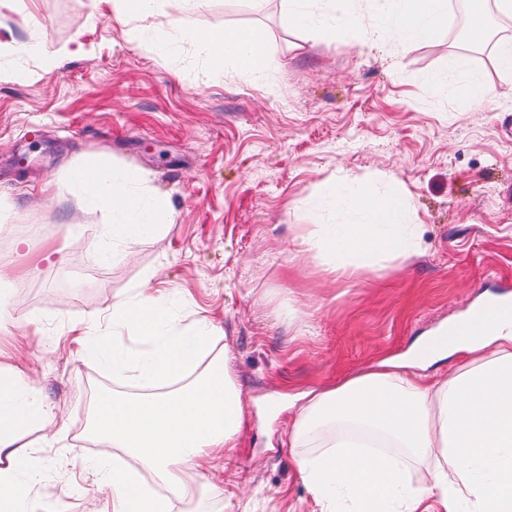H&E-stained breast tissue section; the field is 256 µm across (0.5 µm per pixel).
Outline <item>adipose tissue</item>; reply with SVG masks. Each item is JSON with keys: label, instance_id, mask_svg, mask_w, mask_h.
I'll return each mask as SVG.
<instances>
[{"label": "adipose tissue", "instance_id": "ef3b65f1", "mask_svg": "<svg viewBox=\"0 0 512 512\" xmlns=\"http://www.w3.org/2000/svg\"><path fill=\"white\" fill-rule=\"evenodd\" d=\"M393 2L394 14L381 27L364 25L362 0L286 5L292 25L330 40L358 31L367 41L395 40L410 48L448 22V0ZM114 4L130 40H139L164 10L166 22L150 28L157 41L177 31L214 61L251 77L263 71L268 43L256 28H187L183 15L192 0ZM86 169L96 176L80 183L88 202L119 217L106 227L105 247L112 255L145 234L162 232L170 221L163 202H143L146 171H118L101 161ZM344 199L360 212L361 222L326 224L319 235L299 241L302 251L338 276L356 277L422 252V227L411 218L403 193L360 183ZM164 302V293L131 289L113 301L106 317L113 336L139 338V345L113 349L102 338L90 345L140 387L136 394L100 395L93 405V432L120 451L99 485L112 512H170L169 501L155 495L142 472L180 486V472L200 459L222 458L245 426L243 393L227 359L207 355L217 328L204 317L177 324ZM496 306L486 323H451L439 345L421 342L411 358L387 357L336 387L300 394L290 445L298 450L303 484L325 512H429L431 500L439 512H512V315H501L504 301ZM458 355L463 363L447 374L424 375V368ZM51 420V407L23 371L0 373V512H27L32 483L16 476L17 444ZM416 466L425 470L418 483L410 478Z\"/></svg>", "mask_w": 512, "mask_h": 512}]
</instances>
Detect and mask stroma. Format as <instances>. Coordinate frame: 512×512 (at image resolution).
<instances>
[{
	"mask_svg": "<svg viewBox=\"0 0 512 512\" xmlns=\"http://www.w3.org/2000/svg\"><path fill=\"white\" fill-rule=\"evenodd\" d=\"M483 9L493 34L461 66L448 26L409 49L353 32L326 41L290 25L282 0H198L196 28H263L271 51L257 80L178 39L128 42L113 0H15L0 12V370L23 369L53 407L50 425L20 441L39 472L33 512L106 508L100 452L77 440L97 393L117 383L74 328L108 334L112 302L151 271L179 315L218 328L248 418L223 470L203 460L184 475L186 505L172 512H322L288 445L290 402L405 355L487 291L512 290V75L487 49L512 26L492 0ZM34 43L59 52L55 68ZM463 71L494 101L465 103ZM92 160L149 172L172 224L106 256L110 217L70 179ZM339 178L405 190L424 253L339 279L296 252L315 225L348 219L323 202ZM309 197L317 210L292 208ZM47 246L62 256L34 264ZM219 480L223 492L201 496Z\"/></svg>",
	"mask_w": 512,
	"mask_h": 512,
	"instance_id": "1",
	"label": "stroma"
}]
</instances>
